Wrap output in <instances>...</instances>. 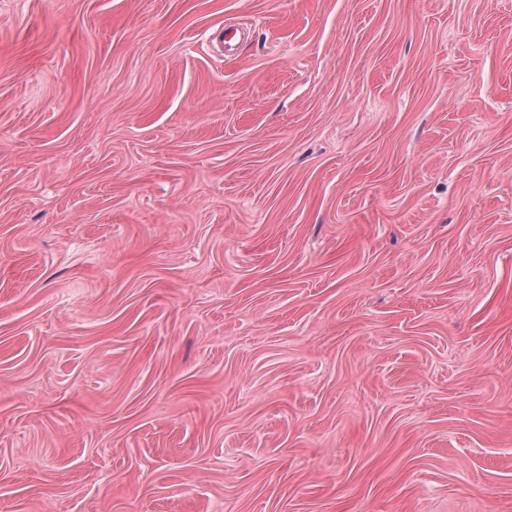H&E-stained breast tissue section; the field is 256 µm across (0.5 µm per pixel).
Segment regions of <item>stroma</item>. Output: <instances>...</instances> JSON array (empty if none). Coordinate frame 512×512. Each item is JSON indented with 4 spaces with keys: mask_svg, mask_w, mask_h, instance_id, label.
<instances>
[{
    "mask_svg": "<svg viewBox=\"0 0 512 512\" xmlns=\"http://www.w3.org/2000/svg\"><path fill=\"white\" fill-rule=\"evenodd\" d=\"M0 512H512V0H0Z\"/></svg>",
    "mask_w": 512,
    "mask_h": 512,
    "instance_id": "obj_1",
    "label": "stroma"
}]
</instances>
